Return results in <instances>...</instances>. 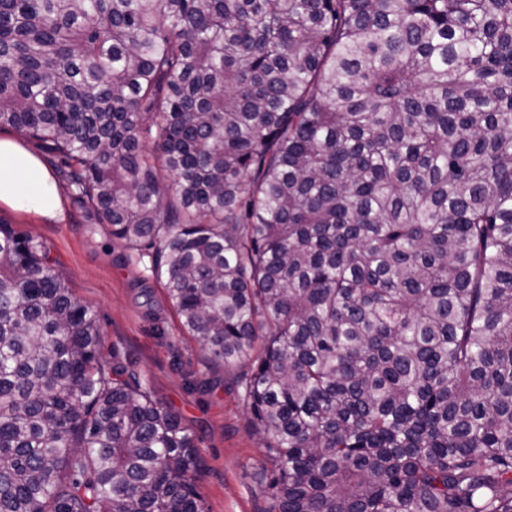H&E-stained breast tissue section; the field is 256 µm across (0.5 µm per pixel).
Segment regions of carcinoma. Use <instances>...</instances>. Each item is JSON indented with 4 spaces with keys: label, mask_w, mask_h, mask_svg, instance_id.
Instances as JSON below:
<instances>
[{
    "label": "carcinoma",
    "mask_w": 512,
    "mask_h": 512,
    "mask_svg": "<svg viewBox=\"0 0 512 512\" xmlns=\"http://www.w3.org/2000/svg\"><path fill=\"white\" fill-rule=\"evenodd\" d=\"M4 125L248 367L271 512H512V0H0ZM101 343L0 223V512H205Z\"/></svg>",
    "instance_id": "carcinoma-1"
}]
</instances>
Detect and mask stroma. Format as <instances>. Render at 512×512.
<instances>
[{
  "label": "stroma",
  "instance_id": "1",
  "mask_svg": "<svg viewBox=\"0 0 512 512\" xmlns=\"http://www.w3.org/2000/svg\"><path fill=\"white\" fill-rule=\"evenodd\" d=\"M59 193L63 221L0 207V222L44 245L75 301L97 309L103 353L125 356L196 435L195 484L207 512H270L262 437L238 393L243 367L212 368L146 262L113 242L106 225L88 219L72 190L63 186Z\"/></svg>",
  "mask_w": 512,
  "mask_h": 512
}]
</instances>
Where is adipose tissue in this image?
Masks as SVG:
<instances>
[{
	"label": "adipose tissue",
	"instance_id": "ef3b65f1",
	"mask_svg": "<svg viewBox=\"0 0 512 512\" xmlns=\"http://www.w3.org/2000/svg\"><path fill=\"white\" fill-rule=\"evenodd\" d=\"M0 206L51 220L62 202L54 178L19 141L0 138Z\"/></svg>",
	"mask_w": 512,
	"mask_h": 512
}]
</instances>
